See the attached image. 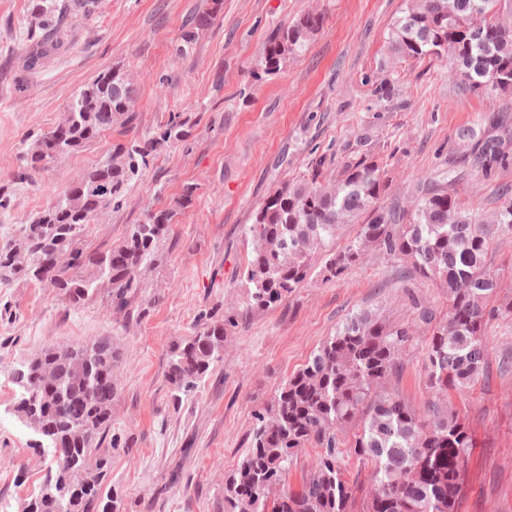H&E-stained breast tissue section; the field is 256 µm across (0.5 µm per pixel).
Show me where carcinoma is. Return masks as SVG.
<instances>
[{"mask_svg":"<svg viewBox=\"0 0 512 512\" xmlns=\"http://www.w3.org/2000/svg\"><path fill=\"white\" fill-rule=\"evenodd\" d=\"M221 0L192 16L176 52L184 56L200 31L214 24ZM512 9L508 0H406L389 28L388 48L401 62L448 59V73L463 92L512 91ZM57 0H37L28 25L38 48L63 45ZM324 17L304 13L271 31L252 69L256 81L301 56ZM375 104L393 101L390 83L375 85ZM136 88L119 68L99 73L72 96L50 133L33 140L21 157L13 186L29 184L44 162L83 150L115 125H133ZM484 131L457 132L459 164L484 179L512 167V113L487 112ZM186 123L172 114L154 134L116 144L44 209L0 241V283L30 282L52 289L78 308L106 294L123 310L140 288V275L157 265L175 212L149 209L122 240L90 251L91 224L120 206L142 180L155 155L187 138ZM326 158L281 184L253 213L247 228L253 250L241 275L245 307L222 318L206 317L196 334L175 344L167 382L175 400L194 391L224 359L231 329L250 313L273 308L302 287L317 258L321 273L340 278L371 250L407 263L405 281L424 280L440 290L446 313L412 288H404L412 319L391 322L378 310L348 316L306 363L255 414L250 446L224 476V512H458L461 476L473 439L448 401L488 370L492 322L512 317V294L502 293L487 266L494 238L512 233V187L487 214L463 202L445 180L417 178L410 197L384 205L391 180L387 160L366 153L327 175ZM357 224L342 247L336 236ZM425 337L423 368L429 398L416 409L400 393L405 355ZM112 337L48 347L14 371L15 411L36 407L34 426L52 449L41 494L23 512H120L119 493H102L112 468L107 442L112 403L120 391ZM319 449L301 487L284 478L301 451ZM371 465L370 489L360 496L362 471L345 474V460Z\"/></svg>","mask_w":512,"mask_h":512,"instance_id":"cac0c4a2","label":"carcinoma"}]
</instances>
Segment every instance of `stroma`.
Listing matches in <instances>:
<instances>
[{
  "mask_svg": "<svg viewBox=\"0 0 512 512\" xmlns=\"http://www.w3.org/2000/svg\"><path fill=\"white\" fill-rule=\"evenodd\" d=\"M34 0H0V187H10L30 138L56 128L75 93L111 67L137 90L132 132L150 134L170 114L189 136L166 147L122 205L93 225L91 248L118 243L147 209L184 192L161 264L127 311L97 298L75 308L48 288L0 284V492L21 512L43 488L49 459L14 411L13 372L47 347L112 337L121 354L112 405L109 487L122 512H224V477L248 451L254 414L347 316L364 307L393 319L409 308L395 279L401 264L369 253L341 278L311 270L302 288L272 310L256 311L228 335L224 359L182 401L166 381L171 347L194 335L205 313L241 300L240 272L252 253L253 211L318 157L330 171L370 152L391 163L394 188L442 178L456 156L455 133L478 128L484 112L511 94L461 92L447 60L397 64L399 88L386 111L371 91L389 61V26L403 0H224L216 22L189 55L176 56L187 19L206 0H98L91 16L65 20L67 48L27 69L26 20ZM315 11L323 27L308 50L254 81L251 67L269 33ZM123 136L120 127L84 150L48 163L0 214V240L52 199ZM512 319L488 336L490 376L453 393L475 446L459 512H512ZM39 482H32V475Z\"/></svg>",
  "mask_w": 512,
  "mask_h": 512,
  "instance_id": "35a3bbf8",
  "label": "stroma"
}]
</instances>
